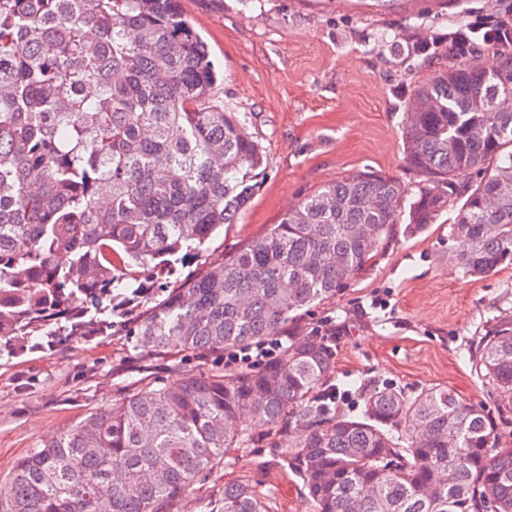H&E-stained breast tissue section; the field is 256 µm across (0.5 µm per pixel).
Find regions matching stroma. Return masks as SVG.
<instances>
[{
    "instance_id": "obj_1",
    "label": "stroma",
    "mask_w": 512,
    "mask_h": 512,
    "mask_svg": "<svg viewBox=\"0 0 512 512\" xmlns=\"http://www.w3.org/2000/svg\"><path fill=\"white\" fill-rule=\"evenodd\" d=\"M182 7L224 72L214 102L239 112L266 167L236 224L177 264L173 286L329 184L370 170L415 192L419 179L402 138L407 100L455 64L448 33L456 20L512 15V0H182ZM384 30L391 37L382 44ZM452 220L442 215L414 234L395 225L367 271L302 317L305 334L333 347L339 381L373 379L410 392L445 386L483 410L501 406L468 348L494 320L512 317V266L462 277ZM223 370L212 356L147 351L118 317L89 336L30 337L18 353L0 355V483L42 442L137 386ZM233 480L267 493L272 512H312L300 479L260 442L197 483L184 512H199Z\"/></svg>"
}]
</instances>
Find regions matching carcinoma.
<instances>
[{"label": "carcinoma", "instance_id": "obj_1", "mask_svg": "<svg viewBox=\"0 0 512 512\" xmlns=\"http://www.w3.org/2000/svg\"><path fill=\"white\" fill-rule=\"evenodd\" d=\"M219 79L180 0H0V350L124 315L235 223L266 157L213 102ZM511 99L512 54L417 86L402 121L421 175L412 199L375 172L329 185L130 329L158 352L222 357L286 336L281 353L134 388L22 457L0 512H178L198 478L253 442L244 411L269 426L314 512H512L503 412L446 386L364 380L350 415L324 396L331 345L300 335L303 312L365 271L402 221L421 232L454 212L464 278L512 265ZM470 359L511 406L512 319L489 326ZM204 509L270 512L245 481Z\"/></svg>", "mask_w": 512, "mask_h": 512}]
</instances>
